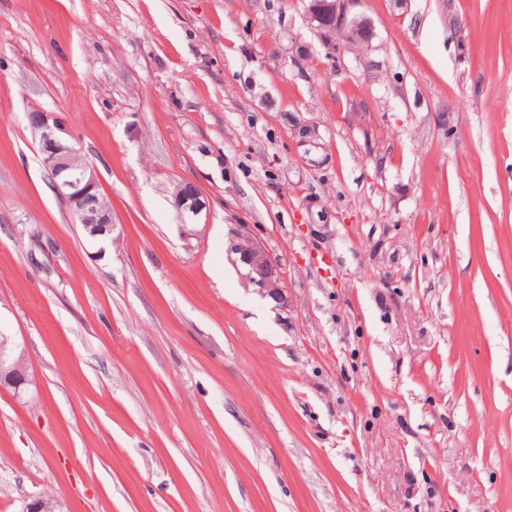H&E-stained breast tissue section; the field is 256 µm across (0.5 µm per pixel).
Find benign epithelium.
I'll use <instances>...</instances> for the list:
<instances>
[{"instance_id":"obj_1","label":"benign epithelium","mask_w":512,"mask_h":512,"mask_svg":"<svg viewBox=\"0 0 512 512\" xmlns=\"http://www.w3.org/2000/svg\"><path fill=\"white\" fill-rule=\"evenodd\" d=\"M357 0H309L308 21L319 32L349 29L364 47L373 35L371 22L354 13ZM30 128L38 134V149L43 165L51 176L58 198L68 206L75 223L93 239L110 238L115 230L112 209L99 200L100 187L95 169L79 156L63 124L51 112L36 108L26 115ZM175 205L192 224L206 209L199 190L183 183L175 190ZM227 253L244 283L279 308L288 307L280 267L270 252L251 235L249 225L233 224L229 229ZM29 364L25 350L15 337L0 333V388L20 389L28 381Z\"/></svg>"}]
</instances>
